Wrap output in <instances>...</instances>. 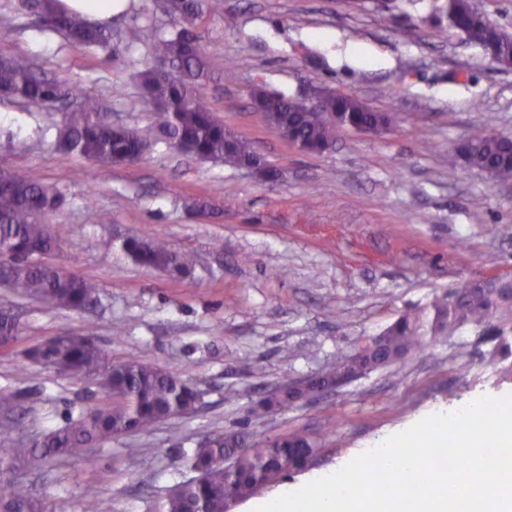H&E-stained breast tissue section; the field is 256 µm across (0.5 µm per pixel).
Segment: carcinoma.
I'll return each instance as SVG.
<instances>
[{
  "label": "carcinoma",
  "mask_w": 512,
  "mask_h": 512,
  "mask_svg": "<svg viewBox=\"0 0 512 512\" xmlns=\"http://www.w3.org/2000/svg\"><path fill=\"white\" fill-rule=\"evenodd\" d=\"M55 0H24L25 7L36 8L39 23L63 34L70 42L87 47H105L109 31L90 24L76 13H63ZM216 0H165L168 14L179 25L173 34L154 43L153 52L171 64L174 75L157 73L149 67L141 72V83L153 104V127L169 143L202 160L221 161L235 167L252 158L251 144L238 138L229 140L231 131L212 111L202 93L208 77V62L193 28L202 13L216 9ZM449 24L466 39L493 54L504 70H512V34L489 24L473 0H448ZM0 91L43 108L67 99L69 106L58 124V141L68 151L107 166L131 163L151 147V140L131 128L112 129L100 112L99 102L90 96H74L58 79L40 77L25 58L0 60ZM283 113L280 132L308 153H317L330 139L333 114L343 113L344 123L367 125L383 132L397 120L393 112L368 109L357 97L346 94L331 97L321 107H307L297 99L270 104ZM464 161L487 169L498 182L512 181V138L475 129L461 144ZM61 196L24 173L10 174L0 186V283L16 279L24 292L37 297L48 308H85L91 303L97 284L62 267L36 264L30 260L34 250L47 252L57 245L42 216L58 207ZM126 254L134 261L169 273L187 275L194 265L188 254L173 251L161 236H131L123 242ZM512 276L484 278V284L448 290L428 307L410 309L385 330L344 358L343 366L363 375L367 366L387 367L420 352L426 345L470 328L497 341L499 355H512ZM17 324L0 309V344L17 337ZM33 358L47 361L52 368L71 379L91 375L101 378L112 394V405L95 408L70 419L62 428L40 437L30 446L20 440L12 448H0V512H48L47 504L33 497L28 488L7 476L11 467L52 455L84 457L97 443L144 430L174 415L196 410L200 393L179 375L143 362L128 360L109 364L107 354L97 345L92 331L55 337L40 347ZM283 394L262 398L250 404L248 413L260 416L276 405H292L288 384ZM318 453L315 442L300 431L247 443L231 432L202 442L189 458L196 476L184 482L159 502L156 512H227L228 507L255 494L279 476L308 468Z\"/></svg>",
  "instance_id": "1"
}]
</instances>
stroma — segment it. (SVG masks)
I'll return each mask as SVG.
<instances>
[{"mask_svg":"<svg viewBox=\"0 0 512 512\" xmlns=\"http://www.w3.org/2000/svg\"><path fill=\"white\" fill-rule=\"evenodd\" d=\"M445 2L221 0L197 20L210 72L204 92L225 127L281 170L274 183L162 140L132 164L104 166L59 149L57 106L0 94V169L64 197L44 218L59 244L46 262L98 285L80 311L0 286V308L13 311L19 329L0 345V392L19 396L15 413H0V448L110 403L98 378L73 380L28 355L89 326L110 361L155 365L202 395L195 413L112 438L91 456L19 469L50 512H84L90 484L109 512H154L168 489L192 478L185 456L207 437L300 430L316 440L315 467L230 510L253 512L427 415L512 395L507 362L463 329L323 396L246 414L250 400L336 364L407 309L512 273V183L494 182L458 154L473 127L512 136V70L439 22ZM4 27L0 58L26 57L97 97L111 122L151 126L139 74L154 42L175 28L161 0H128L107 48L39 29L19 0H0ZM130 28L140 31L131 45ZM257 86L290 98L351 94L399 119L383 133L338 131L329 151L308 154L254 111ZM100 213L108 223L97 222ZM135 234L192 253L190 273L176 279L135 263L122 249Z\"/></svg>","mask_w":512,"mask_h":512,"instance_id":"35a3bbf8","label":"stroma"}]
</instances>
